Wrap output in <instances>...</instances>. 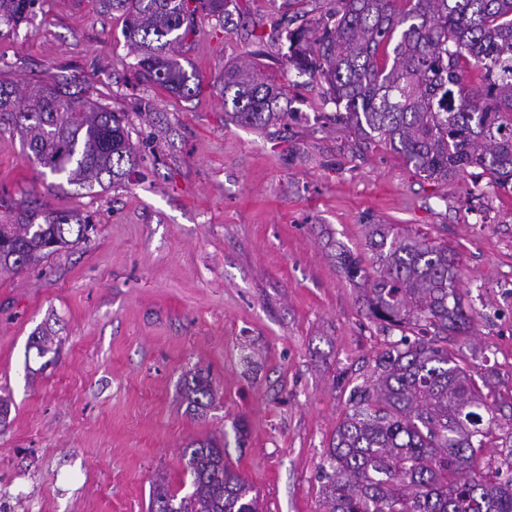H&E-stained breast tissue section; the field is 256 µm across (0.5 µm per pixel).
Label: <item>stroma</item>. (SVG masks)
Returning a JSON list of instances; mask_svg holds the SVG:
<instances>
[{
    "instance_id": "obj_1",
    "label": "stroma",
    "mask_w": 512,
    "mask_h": 512,
    "mask_svg": "<svg viewBox=\"0 0 512 512\" xmlns=\"http://www.w3.org/2000/svg\"><path fill=\"white\" fill-rule=\"evenodd\" d=\"M329 0H232L205 11L179 59L202 89L183 98L139 76L120 13L99 0H38L0 26V80L88 87L128 115V180L101 189L52 175L0 130V224L88 220L90 239L0 274V512H149L153 482L190 490L183 451L213 440L262 512H323L326 457L355 386L401 337L369 320L364 284L338 254L367 255L366 227L393 224L457 254L474 314L448 348L485 376L500 411L481 458L512 476V184L471 168L425 179L336 123V107L289 69V17ZM252 64L288 93L262 128L224 112L225 68ZM56 334L38 356L32 335ZM208 373L194 415L182 384Z\"/></svg>"
}]
</instances>
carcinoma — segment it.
Instances as JSON below:
<instances>
[{
	"label": "carcinoma",
	"mask_w": 512,
	"mask_h": 512,
	"mask_svg": "<svg viewBox=\"0 0 512 512\" xmlns=\"http://www.w3.org/2000/svg\"><path fill=\"white\" fill-rule=\"evenodd\" d=\"M36 0H0V23L19 26ZM102 0L124 16L136 70L168 92L192 96L200 82L177 59L198 9L223 17L228 0ZM333 0L309 26L286 30L288 68L327 85L336 120L361 140L398 153L429 180L477 167L512 181V0ZM477 72L479 83L463 82ZM224 109L263 126L289 117L283 87L244 65L224 70ZM0 125L19 131L50 174L88 187L121 182L134 164L125 114L66 85L0 81ZM65 216L0 224V272H17L85 238ZM370 263L345 257L344 274L367 285L368 317L397 327L400 341L376 360V383L357 386L336 429L322 488L325 512H512V480L482 466L499 427L487 383L448 350L472 315L456 288L457 257L419 234L367 225ZM196 412L214 400L209 378H185ZM193 491L154 487L150 512H259L253 488L224 465V449L184 450Z\"/></svg>",
	"instance_id": "1"
}]
</instances>
